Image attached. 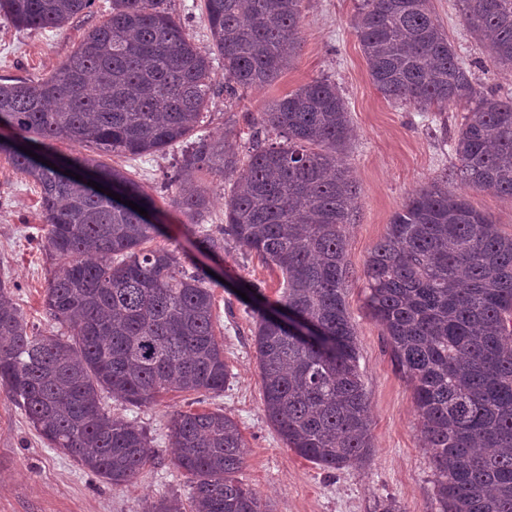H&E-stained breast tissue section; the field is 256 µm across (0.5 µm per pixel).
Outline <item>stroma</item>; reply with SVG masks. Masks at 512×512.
<instances>
[{
  "label": "stroma",
  "mask_w": 512,
  "mask_h": 512,
  "mask_svg": "<svg viewBox=\"0 0 512 512\" xmlns=\"http://www.w3.org/2000/svg\"><path fill=\"white\" fill-rule=\"evenodd\" d=\"M357 0H303L300 54L269 86L216 98L200 129L247 144L246 119L275 99L314 79L330 77L346 101L354 131L343 161L359 188L353 221L345 230L351 279L346 304L356 326L358 368L369 395L374 452L361 464L327 471L287 448L267 420L254 345V319L236 292L238 283L259 282L269 302L281 294V277L257 256L229 250L206 257L222 283L214 289L215 334L224 345L231 377L223 392L171 391L157 404L133 407L106 399L113 415L142 427L156 461L137 480L114 487L84 469L69 453L45 444L21 411L0 391V512H147L154 500L188 499V477L173 463L169 415L176 410L222 411L246 440L240 480L268 502L273 512H379L383 501L401 512H439L428 448L417 428L412 386L398 370L383 326L368 313L364 263L408 195L436 179H449L458 160L452 145L463 111H423L389 103L370 80L366 58L352 29ZM432 10L477 83L512 94V69L493 65L467 34L461 0H431ZM109 0H96L89 15L61 29H26L0 19V77L37 81L76 48L83 34L108 15ZM181 145L146 157L104 156L152 194V218L161 232L153 246L194 252L197 233L171 207L166 176L176 168ZM44 220L33 183L0 154V280L9 285L29 327L56 331L43 295L51 261L40 248Z\"/></svg>",
  "instance_id": "35a3bbf8"
}]
</instances>
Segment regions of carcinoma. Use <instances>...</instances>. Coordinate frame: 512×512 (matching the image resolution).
Masks as SVG:
<instances>
[{"mask_svg": "<svg viewBox=\"0 0 512 512\" xmlns=\"http://www.w3.org/2000/svg\"><path fill=\"white\" fill-rule=\"evenodd\" d=\"M303 0H202L212 48L202 51L170 0H110L46 77L0 80V124L22 139L0 153L40 189L53 262L44 307L64 336L28 327L0 281V389L52 448L115 487L155 461L147 432L107 411L102 394L135 407L170 390L217 393L230 372L214 330L217 285L195 257L146 244L157 225L20 150L35 136L142 157L191 135L217 91L271 84L301 48ZM95 0H0L16 27L62 28ZM467 30L490 61L512 67V0H462ZM352 27L376 89L427 110L463 108L454 149L460 184L512 198V97L484 90L434 18L429 0H359ZM224 64L216 87L211 54ZM241 155L198 136L171 177L170 199L204 222L207 189L193 170L233 180L224 224L196 249L233 246L281 273L272 308L262 285L244 289L264 412L285 445L336 471L372 454L369 398L357 369L356 328L345 290V228L358 185L340 161L350 143L345 99L327 77L274 100L250 121ZM150 211L155 200L121 171L89 156L65 161ZM366 305L385 328L413 388L418 429L431 451L441 512H512V235L466 195L434 181L413 191L364 265ZM291 312L317 332H288ZM174 464L191 476L190 507L161 498L147 512H272L236 478L245 463L238 424L219 411H174Z\"/></svg>", "mask_w": 512, "mask_h": 512, "instance_id": "obj_1", "label": "carcinoma"}]
</instances>
